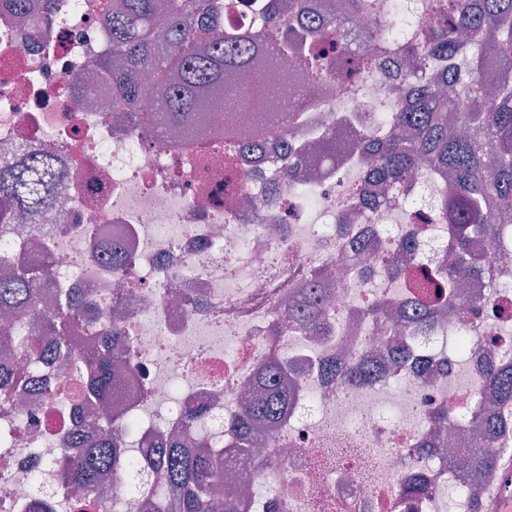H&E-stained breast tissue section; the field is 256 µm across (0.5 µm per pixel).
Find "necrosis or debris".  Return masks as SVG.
<instances>
[{"mask_svg": "<svg viewBox=\"0 0 512 512\" xmlns=\"http://www.w3.org/2000/svg\"><path fill=\"white\" fill-rule=\"evenodd\" d=\"M32 22L0 8V163L22 156L45 159L61 174L50 211L16 210L0 239L12 268L34 288L77 291L91 304L76 319L75 336L96 350L112 326L128 349L116 367L118 412L91 405L97 432L121 425L135 455L155 447L159 435L183 436L187 445L224 451L225 419L237 413L257 368L274 358L288 368L285 381L298 394L287 417L252 447L234 455L218 489L241 484L237 512H485L505 488L502 466L473 480L468 451H512V404L497 405L507 427L490 435L485 423L460 420L461 408L487 409L470 354L451 351L456 323L469 309L472 351L512 360V329L491 309L512 296L474 275L460 280L448 306L437 311L434 331L410 336L404 308L417 299L406 282L416 264L438 269L450 241L436 219V186L426 171L386 193L375 210L336 208L365 167L335 166L306 155L293 180L282 177L284 138L315 140L340 115L356 126L380 127L381 106L399 104L406 82L387 71L342 82L328 80L321 94L289 85L283 110L271 113L272 131L260 162L240 160L224 169L223 111L179 142L157 121L156 99L131 105L102 81L101 61L112 45L99 0H29ZM387 25L398 43L410 41L424 15L421 0H385ZM320 96L306 125L288 123L289 108ZM416 209L406 213L404 200ZM417 251L401 274L380 272L382 262L405 251L409 229ZM120 241L126 263L115 268L96 257ZM340 270L327 294L318 335L290 329L288 303L306 284ZM386 311L373 316L370 308ZM402 343L410 361L384 378L351 387L325 379L321 366L347 350L383 356ZM69 352L43 373L41 393L24 384L12 407L0 411V512H27L40 500L71 512L82 498L62 469L78 456L71 444L80 400ZM202 404L205 417L182 428L178 413ZM447 411L444 422L430 419ZM447 450L423 454L438 431ZM157 475L149 465L113 473L105 504L95 512H146L143 491ZM480 495L472 497V482ZM463 497L449 503L448 492Z\"/></svg>", "mask_w": 512, "mask_h": 512, "instance_id": "1", "label": "necrosis or debris"}]
</instances>
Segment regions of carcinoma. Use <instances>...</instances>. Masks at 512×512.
Instances as JSON below:
<instances>
[{
    "instance_id": "cac0c4a2",
    "label": "carcinoma",
    "mask_w": 512,
    "mask_h": 512,
    "mask_svg": "<svg viewBox=\"0 0 512 512\" xmlns=\"http://www.w3.org/2000/svg\"><path fill=\"white\" fill-rule=\"evenodd\" d=\"M278 0H249L247 27L224 26L226 0H165L166 25L158 33V0H103L102 20L112 38L113 66H104L112 80L136 104L151 95L141 80L150 69L162 89V118L196 128L202 97L224 104V89L236 78L255 70L261 56L273 45L278 53L277 80L319 88L340 65L369 75L385 55L412 61L405 69L410 79L407 95L390 110V129L359 130L340 137V130L326 127L314 144L319 153L340 161L358 153L367 161L366 182L385 190L409 180L416 169L428 165L437 180L441 217L448 226L454 259L439 273L435 299L445 300L449 289L465 275L480 270L471 259V243L483 237L497 241L512 236V209L497 207L512 199V0H424L426 20L420 37L399 50L378 23L379 0H345L335 5L312 6L309 0H288L289 16L283 17ZM377 23L370 35L373 47L356 51L347 41L348 24L357 17ZM255 88L274 100L280 86L257 73L244 87ZM252 137L242 138L236 123L224 127V163L258 145L255 137L269 134L261 117L248 116ZM465 133L450 132L451 126ZM57 178L48 177L39 163L26 157L0 164V225L17 209L47 208L52 204ZM327 281H317L304 300L288 308V322L305 331H318L324 316ZM37 289L25 286L17 274L0 278V307L36 304ZM87 297L55 300L52 331L59 347L70 348L79 310ZM434 311L425 304L414 308L408 332L418 336L432 328ZM347 381L363 383L372 368L353 358L339 366ZM33 377L35 367L24 373L0 366V408L9 406L10 390ZM282 369L275 361L261 368L263 393L248 408L232 415L227 432L239 443L253 427L273 426L285 415L288 390L279 385ZM485 387L502 404L512 403V364H489L481 375ZM112 353L99 351L88 357L84 400L108 401L118 393ZM84 452L69 460L65 482L83 489L77 507L90 505L105 475L123 468L135 470L138 460L123 448L119 437L100 440L83 435ZM166 484L176 494H157L152 512H236V502L218 498L211 488L224 470V459L205 448L186 447L169 438L151 456ZM493 451L478 450L470 457L474 469L495 465Z\"/></svg>"
}]
</instances>
